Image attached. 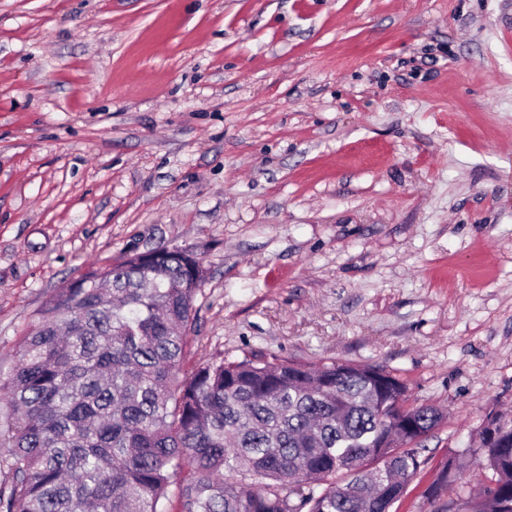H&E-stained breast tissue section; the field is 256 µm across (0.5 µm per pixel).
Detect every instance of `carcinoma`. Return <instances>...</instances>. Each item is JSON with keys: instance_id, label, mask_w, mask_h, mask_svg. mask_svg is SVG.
Wrapping results in <instances>:
<instances>
[{"instance_id": "cac0c4a2", "label": "carcinoma", "mask_w": 512, "mask_h": 512, "mask_svg": "<svg viewBox=\"0 0 512 512\" xmlns=\"http://www.w3.org/2000/svg\"><path fill=\"white\" fill-rule=\"evenodd\" d=\"M92 267L36 313L0 373V512H391L444 419L383 367L222 358L186 366L199 260L163 246ZM472 451L465 512L512 503V419ZM189 476L171 491L184 467ZM459 472L450 459L421 493ZM262 479L248 488V481Z\"/></svg>"}]
</instances>
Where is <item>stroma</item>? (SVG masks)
Returning a JSON list of instances; mask_svg holds the SVG:
<instances>
[{
    "label": "stroma",
    "instance_id": "stroma-1",
    "mask_svg": "<svg viewBox=\"0 0 512 512\" xmlns=\"http://www.w3.org/2000/svg\"><path fill=\"white\" fill-rule=\"evenodd\" d=\"M197 257L189 358L380 365L512 416V0H0V369L50 296Z\"/></svg>",
    "mask_w": 512,
    "mask_h": 512
}]
</instances>
